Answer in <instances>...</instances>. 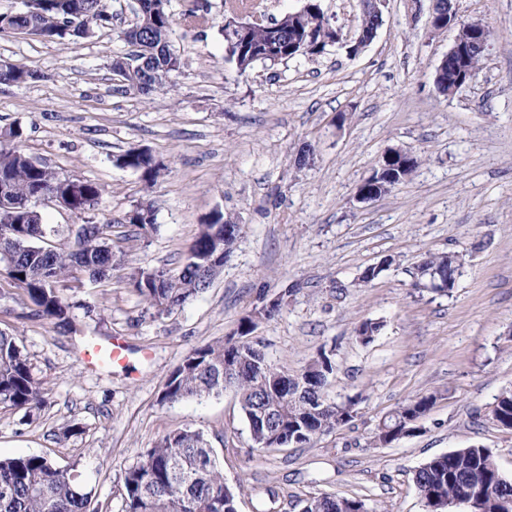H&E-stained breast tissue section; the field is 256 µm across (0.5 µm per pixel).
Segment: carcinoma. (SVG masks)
I'll return each instance as SVG.
<instances>
[{
  "label": "carcinoma",
  "mask_w": 512,
  "mask_h": 512,
  "mask_svg": "<svg viewBox=\"0 0 512 512\" xmlns=\"http://www.w3.org/2000/svg\"><path fill=\"white\" fill-rule=\"evenodd\" d=\"M207 9L200 0H192L183 19L204 24ZM173 16L162 0L144 5L136 26L140 28L142 56L181 67L179 56L172 55L168 35ZM112 25L107 0H35L33 8L0 14V34L22 31L55 42L66 38H89ZM329 19L320 0H309L307 10L292 12L268 24H255L241 35L223 31L224 50L240 74L251 71L260 54L283 53L292 46L304 56L320 57L328 45L324 39ZM484 51L471 47L466 56L448 61L440 83L442 95L454 93L460 77L476 76ZM34 77L28 70L10 66L0 68V84H21ZM25 132L12 125L0 134V187L9 196L26 201L38 192L62 196L77 218L101 203L103 188L92 181L55 171L24 152ZM119 166L138 174L146 188L153 187L163 170L147 150L130 148L117 158ZM221 212L212 214L191 243L186 262L178 270L140 267L128 276L129 285L150 307L159 313L170 312L197 296L211 283V276L200 270L199 258L224 240L231 252L237 237H224ZM111 222L88 224L68 249L58 251L47 243L58 229L43 222L39 211H17L8 222H0V258L9 256V264L0 266L7 285L22 291L37 316L73 329L72 305L62 293L63 282L76 273L101 282L112 278L117 268ZM420 274L433 281L448 275V289L455 288L458 267L452 254L431 255ZM323 367L302 383L299 396L288 397L293 381H285V370L268 361L258 342L241 343L235 349L222 340L192 349L170 374L162 400L177 402L202 400L235 390L243 417L252 426L251 439L262 450L265 430L257 420L262 412L271 413L273 423L295 432H305L303 443L336 428V411L347 424L355 414L356 402L348 400L336 407L329 405L325 393L333 370V361L321 351ZM496 402L502 409L503 427L512 429V390L502 392ZM44 403L42 382L33 374L27 353L17 337L0 330V405L15 409L38 408ZM433 405V396H420L389 413L385 424L410 436L420 431L416 420ZM502 473L490 449L482 446L458 448L426 460L414 475V484L424 502L435 498L452 501L467 489L481 495V512H507L512 507V480H501ZM226 484L203 432L179 428L162 436L147 450L139 464L127 469L123 478L125 512H230L224 506ZM364 507L356 499L321 494L309 498L304 512H355ZM0 512H102L91 492L71 474L57 467L47 456L30 454L0 457Z\"/></svg>",
  "instance_id": "1"
}]
</instances>
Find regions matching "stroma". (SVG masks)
Masks as SVG:
<instances>
[{
  "mask_svg": "<svg viewBox=\"0 0 512 512\" xmlns=\"http://www.w3.org/2000/svg\"><path fill=\"white\" fill-rule=\"evenodd\" d=\"M202 2L208 21L194 28L181 20L187 0H170L181 68L150 95L123 88L109 67L130 50L120 34L137 22V0H110L111 28L87 39L0 35V64L34 74L0 84V128L21 125L29 156L100 184L90 220L127 235L112 280L81 274L64 294L83 336L119 338L128 356L86 368L83 336L0 289V330L18 336L45 388L39 409L0 407V456L47 455L103 512H125L127 469L186 426L205 433L225 483L240 489L239 512H302L323 493L370 512H425L416 470L472 445L491 449L512 479V430L490 415L512 388V0H456L460 20L482 21L491 39L478 75L448 97L434 74L456 31H431L430 0L415 17L409 0H388L359 55L335 49L246 75L224 51V0ZM308 143L316 161L296 167ZM133 146L166 167L152 191L115 163ZM390 148L418 155L417 168L389 194L357 202ZM147 197L155 227L141 236L123 218ZM216 210L242 226L232 252L208 288L157 314L129 274L179 269ZM443 253L463 258L455 288L416 286L419 263ZM377 265L379 276L361 283ZM281 293L279 315L253 331L269 361L297 373L327 351L329 399L358 404L351 422L312 445L259 452L233 390L173 403L162 392L191 349L236 334L241 317ZM365 322L379 326L367 344L357 336ZM430 393L419 434L372 446L388 412ZM67 424L79 432L64 440Z\"/></svg>",
  "mask_w": 512,
  "mask_h": 512,
  "instance_id": "35a3bbf8",
  "label": "stroma"
}]
</instances>
